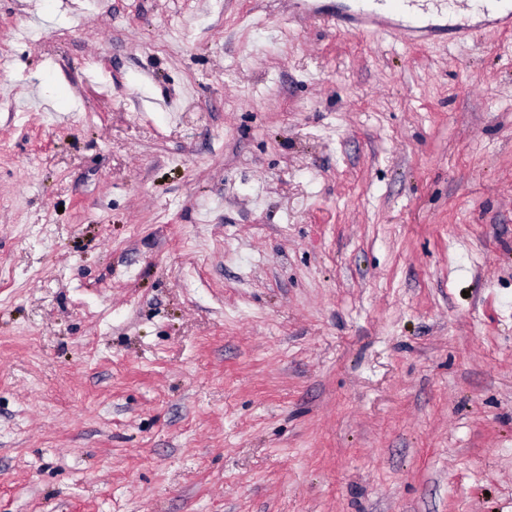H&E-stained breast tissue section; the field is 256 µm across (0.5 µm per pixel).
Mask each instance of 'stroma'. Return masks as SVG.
Here are the masks:
<instances>
[{"mask_svg":"<svg viewBox=\"0 0 512 512\" xmlns=\"http://www.w3.org/2000/svg\"><path fill=\"white\" fill-rule=\"evenodd\" d=\"M0 512H512V28L0 0Z\"/></svg>","mask_w":512,"mask_h":512,"instance_id":"1","label":"stroma"}]
</instances>
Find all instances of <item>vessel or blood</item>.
Wrapping results in <instances>:
<instances>
[{"instance_id":"b4317fda","label":"vessel or blood","mask_w":512,"mask_h":512,"mask_svg":"<svg viewBox=\"0 0 512 512\" xmlns=\"http://www.w3.org/2000/svg\"><path fill=\"white\" fill-rule=\"evenodd\" d=\"M502 0H356L349 14L334 15L337 26L359 34L387 31L404 41H425L432 36V18L453 14L459 32L470 30L472 15L483 18L485 26L512 23V11L500 15Z\"/></svg>"}]
</instances>
